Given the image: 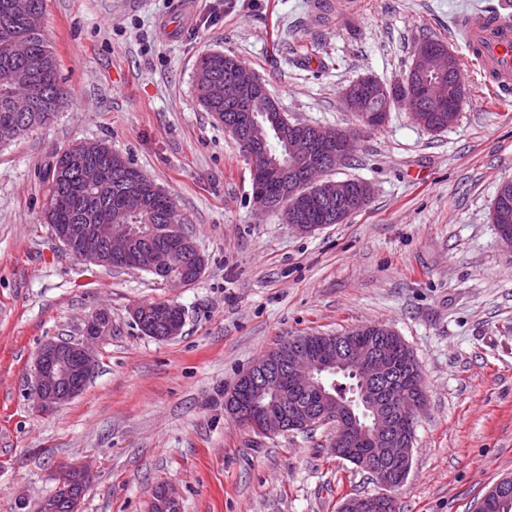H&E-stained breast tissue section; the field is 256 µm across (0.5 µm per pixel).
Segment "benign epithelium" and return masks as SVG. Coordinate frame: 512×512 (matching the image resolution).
<instances>
[{
	"label": "benign epithelium",
	"instance_id": "1",
	"mask_svg": "<svg viewBox=\"0 0 512 512\" xmlns=\"http://www.w3.org/2000/svg\"><path fill=\"white\" fill-rule=\"evenodd\" d=\"M451 71L448 54L421 43L414 52L408 81L411 95L424 104L420 117L422 126L433 124L436 112H452L459 105V91L450 84H440L437 91L428 94L424 83L416 75L431 72L442 78ZM264 82L254 72L241 76L228 70L224 81V93L233 94L245 90L248 95L240 98L241 111L251 115L254 98L263 94ZM347 109L356 113L360 120L358 131L340 128L311 126L294 136L288 166L279 169L282 175L280 191L286 193L299 183H307L327 202H336V220L346 219L350 206L361 205L370 196L366 183L357 190L346 181L321 180L328 168L342 163L358 134L374 128V112L359 111L360 104L354 88L343 92ZM225 132L237 143L244 158L248 159L259 148L246 131L235 122L224 125ZM92 143L81 142L69 154L75 161V169L82 183L99 187L103 183L99 168L87 163L86 156L93 153ZM257 206L266 212L280 211L285 223L301 233H312L319 224L301 223L298 212L291 206H274L263 193L253 194ZM84 224L53 225L55 237L73 251L83 246L79 258L105 267H113L115 261L133 253V238L124 227L114 224H95L93 214L85 215ZM176 252L180 263L193 267L195 274L203 270V256L197 247L173 245L157 251L158 259L148 266L154 275L170 282L168 266L163 256ZM176 283L188 286L191 280L178 278ZM112 331L111 318L105 309L98 310L88 321L85 336L79 342L50 340L39 349L33 368L35 386L33 395L38 408L43 411L58 408L83 391L96 366L92 345ZM329 346L321 352L297 348L283 361L267 355L254 361L238 379L232 389L224 393V408L241 422H252L261 416V433L276 435L287 431H300L317 425L327 418L336 419V431L331 451L353 460L355 465L369 472L381 487V492L370 496H352L340 504L341 512H395L396 498L393 491L405 481L413 458V441L410 438L412 423L423 408L421 395L401 394L388 397L384 379L392 365L383 345L374 342L372 336L336 335L328 338ZM371 444L385 449L395 467L384 470L378 459L360 451ZM90 479L83 466L65 470L58 479L52 496L41 501L42 512H58L60 504L67 512H81L84 492L75 489L74 481L88 483ZM512 490L504 483L491 488L476 512H489L508 499ZM158 504L163 508H179L180 498L173 488L164 484L157 491Z\"/></svg>",
	"mask_w": 512,
	"mask_h": 512
}]
</instances>
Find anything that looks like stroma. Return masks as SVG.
<instances>
[{"label":"stroma","instance_id":"35a3bbf8","mask_svg":"<svg viewBox=\"0 0 512 512\" xmlns=\"http://www.w3.org/2000/svg\"><path fill=\"white\" fill-rule=\"evenodd\" d=\"M45 0L65 104L51 125L0 148V512H37L59 474L91 472L83 512H149L170 484L181 512H337L375 480L332 455V431L254 433L224 410L252 362L290 337L392 328L420 367L426 405L400 512H474L512 476V253L490 211L512 180V93L481 82L455 18L512 0H349L315 25L309 0ZM447 40L461 63L457 121L433 132L393 105L331 171L372 187L346 223L309 234L259 214L252 175L198 103L203 53L239 59L289 118L353 127L342 92L402 81L416 47ZM106 143L175 201L205 265L188 286L72 256L42 221L58 152ZM179 305L178 336L143 334L132 309ZM100 309L84 391L51 412L33 401L47 340H81Z\"/></svg>","mask_w":512,"mask_h":512}]
</instances>
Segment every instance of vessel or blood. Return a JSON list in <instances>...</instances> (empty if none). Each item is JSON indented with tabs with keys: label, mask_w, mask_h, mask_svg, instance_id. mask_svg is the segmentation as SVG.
I'll return each mask as SVG.
<instances>
[{
	"label": "vessel or blood",
	"mask_w": 512,
	"mask_h": 512,
	"mask_svg": "<svg viewBox=\"0 0 512 512\" xmlns=\"http://www.w3.org/2000/svg\"><path fill=\"white\" fill-rule=\"evenodd\" d=\"M456 27L483 84L512 90V17L483 10L458 16Z\"/></svg>",
	"instance_id": "1"
}]
</instances>
